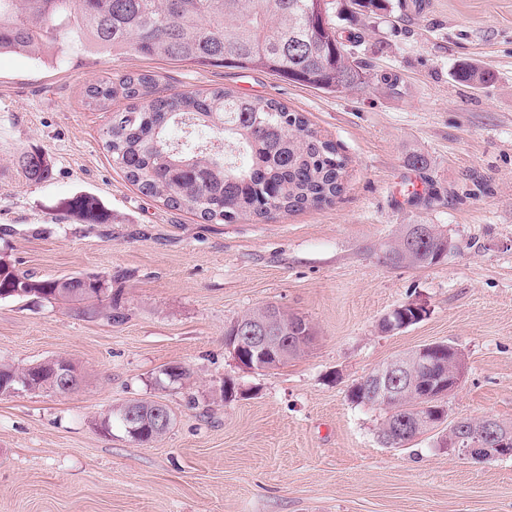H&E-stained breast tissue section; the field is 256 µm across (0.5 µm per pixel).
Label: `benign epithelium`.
I'll list each match as a JSON object with an SVG mask.
<instances>
[{
  "mask_svg": "<svg viewBox=\"0 0 512 512\" xmlns=\"http://www.w3.org/2000/svg\"><path fill=\"white\" fill-rule=\"evenodd\" d=\"M284 319L283 311L271 306L267 317L240 323L234 335L224 339L235 360L249 370H267L274 368L290 358L295 352L311 343L312 337L304 335L306 320L291 316L288 322V335L270 334V322ZM411 358L415 368L406 366L405 360L397 358L379 367L371 374L367 386L374 398L385 404H396L405 389L420 384L417 403L426 407L431 401L445 397L456 391L465 377V359L462 353L447 343H432L414 350ZM33 375L40 379L51 377L54 391L66 394L78 381L77 371L66 358L50 369L33 366ZM123 422L130 437L137 443H147V435H155L171 427L173 417L162 403L154 406L153 412L144 416L139 409L128 404L122 410ZM492 442L505 456L512 455V428L502 425L493 418H484V433L480 437L469 435L458 419L448 424V429L440 436V445L449 452L466 457L475 462L484 461L486 442Z\"/></svg>",
  "mask_w": 512,
  "mask_h": 512,
  "instance_id": "7a95c632",
  "label": "benign epithelium"
}]
</instances>
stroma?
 Wrapping results in <instances>:
<instances>
[{
	"label": "stroma",
	"mask_w": 512,
	"mask_h": 512,
	"mask_svg": "<svg viewBox=\"0 0 512 512\" xmlns=\"http://www.w3.org/2000/svg\"><path fill=\"white\" fill-rule=\"evenodd\" d=\"M338 26L360 40L366 76L329 93L261 70L112 56L75 37L39 60L0 54V259L48 280L111 279L123 322L82 304L0 299V364L59 356L73 392L0 396V512H512V457L485 462L377 436L382 410L349 389L419 346L461 350L466 373L449 419L512 423V0H388L370 14L336 0ZM475 63L493 79L457 77ZM150 74L163 95L227 88L304 115L345 158L344 188L319 208L265 221L204 222L143 195L106 148L117 96L86 91ZM51 162L33 183L17 165ZM428 166L410 168V154ZM87 195L108 214L88 224L63 209ZM408 224H435L452 244L426 267L383 263ZM418 301L420 322L384 333L394 308ZM275 305L307 319L311 344L275 369H243L224 343L242 315ZM172 365L189 370L170 382ZM233 381L240 393L224 400ZM160 401L174 422L151 444L113 407ZM25 178L34 183L48 179L50 174V161L42 153H29L19 158Z\"/></svg>",
	"instance_id": "35a3bbf8"
}]
</instances>
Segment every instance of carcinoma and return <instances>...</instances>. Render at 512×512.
I'll use <instances>...</instances> for the list:
<instances>
[{"mask_svg":"<svg viewBox=\"0 0 512 512\" xmlns=\"http://www.w3.org/2000/svg\"><path fill=\"white\" fill-rule=\"evenodd\" d=\"M334 0H0V54L42 59L67 35L114 55L185 61L239 70L262 69L289 82L328 92L361 83L358 40L343 41L330 17ZM465 81L488 83L492 72L477 65L460 69ZM135 104L113 113L106 147L125 178L150 197L183 208L204 221L265 220L331 201L343 190L345 159L301 114L273 100L228 89L206 94L158 95L149 74H126L117 85L91 87L89 105L117 94ZM181 127L174 140L169 129ZM25 178L48 179L42 153L19 158ZM90 224L103 213L89 196L68 202ZM448 255V235L434 224H409L389 265L428 267ZM43 296L94 301L120 322L112 286L94 276L36 280L0 261V299ZM352 401L382 407L379 432L398 426L408 435L402 448L426 433L413 421L416 396L407 392L397 407L382 406L357 383Z\"/></svg>","mask_w":512,"mask_h":512,"instance_id":"obj_1","label":"carcinoma"}]
</instances>
